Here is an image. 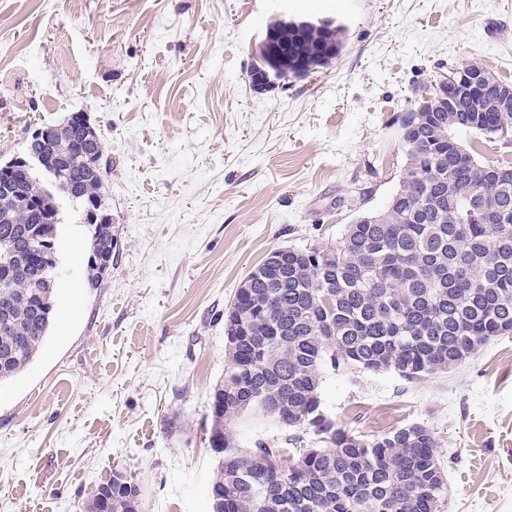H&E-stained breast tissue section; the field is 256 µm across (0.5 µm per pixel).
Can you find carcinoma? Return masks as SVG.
Returning <instances> with one entry per match:
<instances>
[{
  "mask_svg": "<svg viewBox=\"0 0 512 512\" xmlns=\"http://www.w3.org/2000/svg\"><path fill=\"white\" fill-rule=\"evenodd\" d=\"M345 30L292 25L288 52L260 53L259 70L298 78L326 66ZM505 83L473 93L462 108L443 102L402 133L406 169L385 209L361 215L332 246L282 248L281 260L250 270L224 312V380L211 391L208 443L218 462L209 491L224 512H439L448 492L438 440L407 425L371 440L336 425L321 398L326 374L394 371L407 380L446 372L479 348L512 333V166L483 163L454 132L496 135L512 127L497 106ZM85 135L73 120L35 150L59 155L57 193L103 199L101 140L87 163L75 147ZM47 187L14 170L0 185V384L20 376L44 347L54 321L57 283L26 261L39 238L60 241L59 224L41 223L22 201ZM91 254L112 259L108 224H89ZM251 411L282 431L304 429L324 446H241L233 424ZM140 487L115 471L85 512H139Z\"/></svg>",
  "mask_w": 512,
  "mask_h": 512,
  "instance_id": "obj_1",
  "label": "carcinoma"
}]
</instances>
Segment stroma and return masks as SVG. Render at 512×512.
<instances>
[{
	"label": "stroma",
	"instance_id": "stroma-1",
	"mask_svg": "<svg viewBox=\"0 0 512 512\" xmlns=\"http://www.w3.org/2000/svg\"><path fill=\"white\" fill-rule=\"evenodd\" d=\"M327 17L340 53L266 88V27ZM512 84V0H0V159L85 113L112 170V269L84 277L88 233L61 207L49 337L0 385V512H83L112 472L141 512H210L207 403L224 376V310L279 248L336 243L382 210L405 156L396 119L415 88L470 62ZM484 163L512 138L457 132ZM341 428L435 432L440 512H512V335L455 369L327 375Z\"/></svg>",
	"mask_w": 512,
	"mask_h": 512
}]
</instances>
